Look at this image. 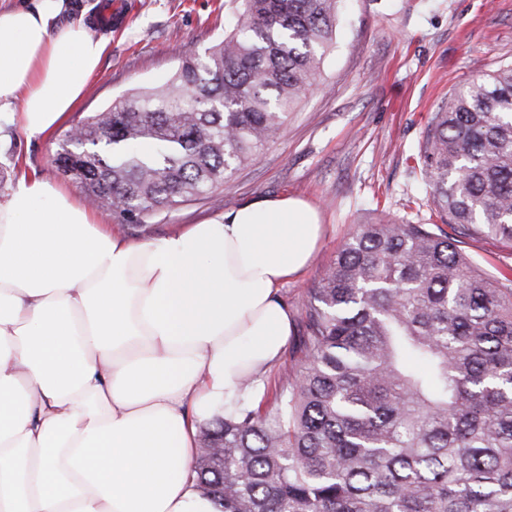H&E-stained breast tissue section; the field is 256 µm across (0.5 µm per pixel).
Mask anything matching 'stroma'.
<instances>
[{
    "instance_id": "35a3bbf8",
    "label": "stroma",
    "mask_w": 512,
    "mask_h": 512,
    "mask_svg": "<svg viewBox=\"0 0 512 512\" xmlns=\"http://www.w3.org/2000/svg\"><path fill=\"white\" fill-rule=\"evenodd\" d=\"M122 19L106 30L107 50L66 122L103 110L137 87L165 83L187 48L224 36V0H112ZM512 64V0H344V22L318 86L291 112L281 137L239 170L231 190L163 209L139 224L107 212L101 223L133 243L200 224L262 198L307 201L325 232L307 272L280 288L293 318L338 249L360 225L436 224L418 168L432 112L479 70ZM62 130L0 131V169L63 181L55 156ZM465 250L488 276L512 279V249L491 239Z\"/></svg>"
}]
</instances>
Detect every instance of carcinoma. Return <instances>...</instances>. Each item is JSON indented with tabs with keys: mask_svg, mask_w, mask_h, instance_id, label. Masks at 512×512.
Instances as JSON below:
<instances>
[{
	"mask_svg": "<svg viewBox=\"0 0 512 512\" xmlns=\"http://www.w3.org/2000/svg\"><path fill=\"white\" fill-rule=\"evenodd\" d=\"M341 2L224 0L222 40L66 130L63 175L129 223L231 189L317 85ZM419 160L456 236L379 222L341 246L274 408L245 381L200 428L191 474L219 512H512V285L462 248L512 246V66L431 114Z\"/></svg>",
	"mask_w": 512,
	"mask_h": 512,
	"instance_id": "1",
	"label": "carcinoma"
}]
</instances>
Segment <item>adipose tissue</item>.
<instances>
[{
	"mask_svg": "<svg viewBox=\"0 0 512 512\" xmlns=\"http://www.w3.org/2000/svg\"><path fill=\"white\" fill-rule=\"evenodd\" d=\"M65 0L0 9V123L49 134L106 40ZM323 235L293 197L132 243L61 184L20 174L0 201V512H217L191 468L199 426L281 358L279 287Z\"/></svg>",
	"mask_w": 512,
	"mask_h": 512,
	"instance_id": "ef3b65f1",
	"label": "adipose tissue"
}]
</instances>
